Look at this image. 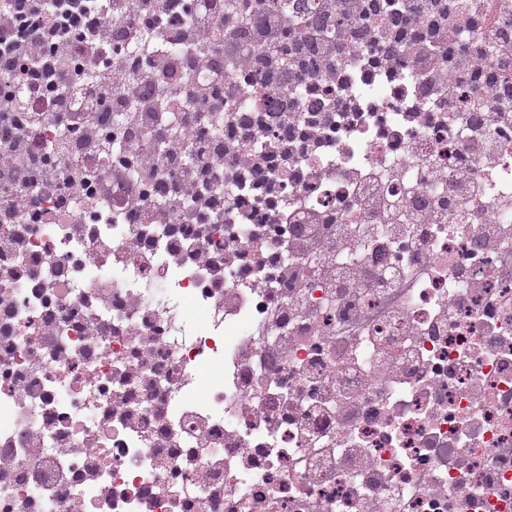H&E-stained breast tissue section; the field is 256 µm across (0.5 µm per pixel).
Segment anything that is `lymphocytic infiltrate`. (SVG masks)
<instances>
[{"instance_id": "f902f5d3", "label": "lymphocytic infiltrate", "mask_w": 512, "mask_h": 512, "mask_svg": "<svg viewBox=\"0 0 512 512\" xmlns=\"http://www.w3.org/2000/svg\"><path fill=\"white\" fill-rule=\"evenodd\" d=\"M469 0H448V10L460 15L467 27L475 31L489 48L501 53L512 52V19L486 6L477 16L469 14ZM239 9L248 15L247 27L237 25L234 17L224 22V40L209 46L211 26L208 19L195 18L190 0H152L151 5L139 0H0V190L10 191L15 185L36 186L47 182L57 172L77 166V158L67 156L44 137L41 114L50 112L64 129L65 139L76 141L95 153L99 144L112 143V130L74 119L64 93L67 85L77 81L92 83L95 89L90 112L96 113L112 103L114 84L139 77L141 101L161 98L166 112L176 113L194 107L198 112H216L225 99H252L261 81L286 89L302 85L317 92L330 93L332 75L358 49L353 39L357 26L387 27L393 31L392 44H384L370 54L372 64L389 60L393 43L428 21L433 6L430 0H398L390 9L380 0H372L362 8L359 0H325L317 9L306 12L296 6L275 13L259 0H242ZM125 14L127 23L111 22V12ZM335 16L336 29L325 35L327 16ZM164 29L169 39L208 45V52L192 56L196 68L220 69L230 65L239 71L238 79L225 83L207 94H190L188 87L176 82L161 88L144 78L147 62L157 55L153 43L143 39V31L152 27ZM256 47L268 46L272 55L242 53L243 41ZM476 96L489 95L495 101L512 99V68L502 67L489 85L479 83L473 72L458 69L451 85L441 87L442 105L449 122L461 119L478 126L498 120L502 127L512 126V114L491 115L483 110L462 116L458 110L460 89ZM190 146L208 155L209 173L219 179L223 171L244 169L260 171L272 183L285 184L293 177L290 168L258 161L246 151L256 134L247 118H240L227 137L235 148H223L213 139L212 129L197 121L186 122ZM165 160L150 156L139 159L144 172L136 182L134 193L140 199H152L156 218H165L171 197L164 181L157 179L158 170L177 174L182 145L170 137L165 145ZM81 194V204H74V194ZM99 191L95 181L88 180L82 189L66 182L52 206L44 207L30 195L18 197L14 205L28 220L36 224L67 226L95 212Z\"/></svg>"}]
</instances>
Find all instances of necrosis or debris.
Masks as SVG:
<instances>
[{
  "label": "necrosis or debris",
  "instance_id": "1",
  "mask_svg": "<svg viewBox=\"0 0 512 512\" xmlns=\"http://www.w3.org/2000/svg\"><path fill=\"white\" fill-rule=\"evenodd\" d=\"M334 87L346 111L282 122L322 162L375 172L400 211L424 194L452 204L424 173H451L461 147L498 157L481 211L455 227L322 226L351 236L338 271H384L374 287H333L323 252L281 245L294 225L251 221L301 208L314 177L271 129L253 151L287 153L288 187L245 171L202 180L196 158L206 222L175 184L169 223L119 220L117 159L162 151L164 116L129 109V82L98 114L135 133L92 165L96 216L62 235L0 192V366L22 378L0 382V512H512V131L449 126L413 63L356 61ZM488 214L507 228L491 249Z\"/></svg>",
  "mask_w": 512,
  "mask_h": 512
}]
</instances>
